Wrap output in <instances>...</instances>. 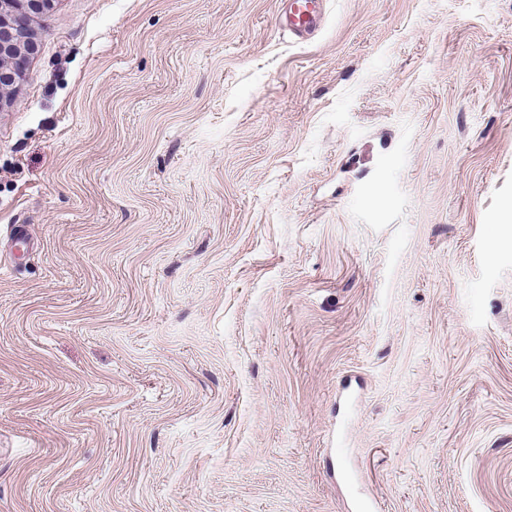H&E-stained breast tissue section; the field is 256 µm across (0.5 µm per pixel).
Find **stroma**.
<instances>
[{
    "instance_id": "1",
    "label": "stroma",
    "mask_w": 512,
    "mask_h": 512,
    "mask_svg": "<svg viewBox=\"0 0 512 512\" xmlns=\"http://www.w3.org/2000/svg\"><path fill=\"white\" fill-rule=\"evenodd\" d=\"M57 0L0 110V512H512V0ZM326 0H288V31L300 41H309L323 26Z\"/></svg>"
}]
</instances>
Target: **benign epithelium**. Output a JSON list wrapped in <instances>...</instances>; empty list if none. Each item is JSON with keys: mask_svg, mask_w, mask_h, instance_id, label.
I'll use <instances>...</instances> for the list:
<instances>
[{"mask_svg": "<svg viewBox=\"0 0 512 512\" xmlns=\"http://www.w3.org/2000/svg\"><path fill=\"white\" fill-rule=\"evenodd\" d=\"M54 5L55 0H0V106L12 102L10 93L36 53L34 23Z\"/></svg>", "mask_w": 512, "mask_h": 512, "instance_id": "7a95c632", "label": "benign epithelium"}]
</instances>
